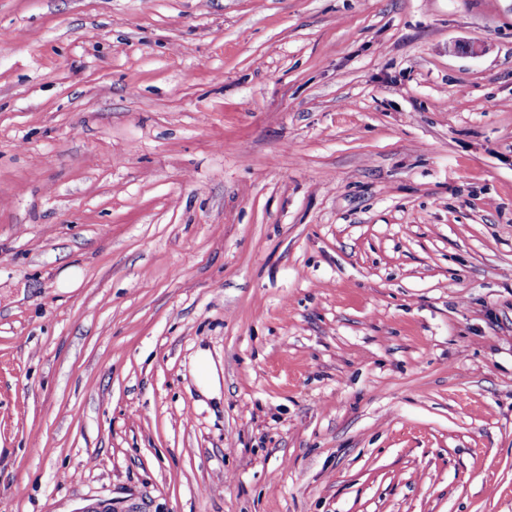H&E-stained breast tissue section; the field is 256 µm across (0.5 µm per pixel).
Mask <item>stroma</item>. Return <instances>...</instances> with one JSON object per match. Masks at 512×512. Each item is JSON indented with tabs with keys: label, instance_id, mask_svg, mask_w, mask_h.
Returning a JSON list of instances; mask_svg holds the SVG:
<instances>
[{
	"label": "stroma",
	"instance_id": "stroma-1",
	"mask_svg": "<svg viewBox=\"0 0 512 512\" xmlns=\"http://www.w3.org/2000/svg\"><path fill=\"white\" fill-rule=\"evenodd\" d=\"M104 499L512 512V0H0V512ZM193 375L202 393L207 396H215L219 393L220 382L216 367L201 354L194 366Z\"/></svg>",
	"mask_w": 512,
	"mask_h": 512
}]
</instances>
